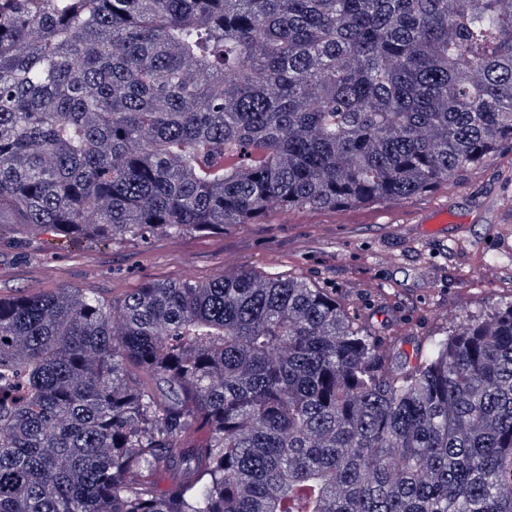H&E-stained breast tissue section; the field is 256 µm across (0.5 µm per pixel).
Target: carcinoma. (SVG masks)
I'll use <instances>...</instances> for the list:
<instances>
[{
    "label": "carcinoma",
    "instance_id": "1",
    "mask_svg": "<svg viewBox=\"0 0 512 512\" xmlns=\"http://www.w3.org/2000/svg\"><path fill=\"white\" fill-rule=\"evenodd\" d=\"M504 144L512 0H0V242L406 199ZM393 345L277 273L0 297V512H512V303Z\"/></svg>",
    "mask_w": 512,
    "mask_h": 512
}]
</instances>
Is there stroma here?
<instances>
[{"label": "stroma", "instance_id": "35a3bbf8", "mask_svg": "<svg viewBox=\"0 0 512 512\" xmlns=\"http://www.w3.org/2000/svg\"><path fill=\"white\" fill-rule=\"evenodd\" d=\"M444 211L452 222L428 232V219ZM242 271L335 289L343 304L398 337V357L411 356L417 337L512 302V148L408 199L272 212L210 234L100 242L45 233L0 246L4 298L73 288L109 301L151 282L205 283Z\"/></svg>", "mask_w": 512, "mask_h": 512}]
</instances>
